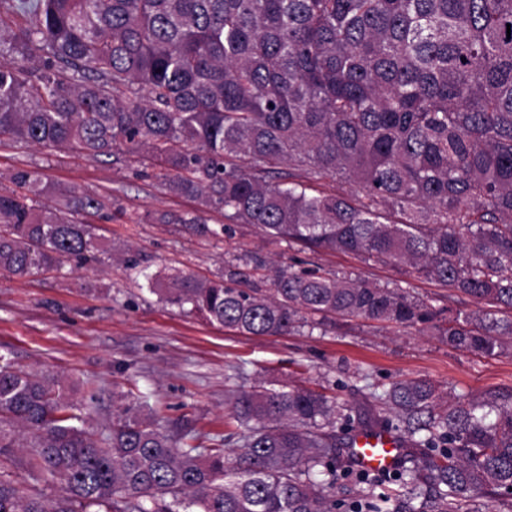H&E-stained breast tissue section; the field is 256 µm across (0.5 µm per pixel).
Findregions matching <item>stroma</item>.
Segmentation results:
<instances>
[{
  "mask_svg": "<svg viewBox=\"0 0 512 512\" xmlns=\"http://www.w3.org/2000/svg\"><path fill=\"white\" fill-rule=\"evenodd\" d=\"M39 174L43 183L110 197L108 219L98 221L109 260L71 273L26 278L0 275V353L17 368L75 387L87 400L88 421L100 431L112 424L120 402L160 408L172 431L183 427L225 436V401L257 381H297L325 389L358 416L368 386L425 378L441 393L469 399L512 393V355L485 357L451 348L416 327L336 320L324 329L280 336H243L183 313L143 289L128 266L147 272H183L216 278L230 271L259 287L267 282L250 256L320 274L360 276L398 283L437 309L475 310L476 302L407 267L377 264L341 252L314 253L263 237L250 224L228 226L213 237L152 215L196 210L191 198L164 194L159 170L115 150L91 160L72 149L0 145V187L15 171Z\"/></svg>",
  "mask_w": 512,
  "mask_h": 512,
  "instance_id": "obj_1",
  "label": "stroma"
}]
</instances>
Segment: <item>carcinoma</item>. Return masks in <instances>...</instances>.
Listing matches in <instances>:
<instances>
[{
	"label": "carcinoma",
	"instance_id": "obj_1",
	"mask_svg": "<svg viewBox=\"0 0 512 512\" xmlns=\"http://www.w3.org/2000/svg\"><path fill=\"white\" fill-rule=\"evenodd\" d=\"M512 0H0V144L123 146L168 195L313 251L417 274L476 301L443 316L402 285L268 268L271 287L142 273L160 300L240 335L331 317L420 326L487 357L512 348ZM288 166V171L281 170ZM328 176L351 193H311ZM0 190V274L100 260L107 199L18 171ZM153 220L212 235L199 212ZM362 428L391 431L410 465L360 469L336 398L260 381L229 403L238 445L169 434L148 404L89 430L55 383L0 354V456L15 427L25 490L0 470V512H461L512 508V403L442 399L427 379L372 393ZM359 488L336 498L339 478Z\"/></svg>",
	"mask_w": 512,
	"mask_h": 512
}]
</instances>
